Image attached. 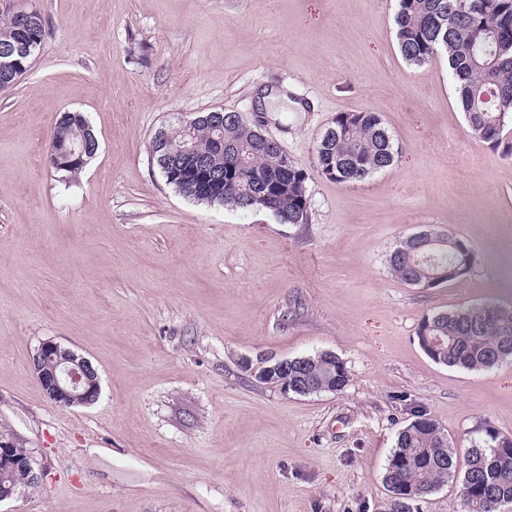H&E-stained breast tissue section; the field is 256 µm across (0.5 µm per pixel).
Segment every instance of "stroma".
Returning <instances> with one entry per match:
<instances>
[{"label": "stroma", "instance_id": "35a3bbf8", "mask_svg": "<svg viewBox=\"0 0 512 512\" xmlns=\"http://www.w3.org/2000/svg\"><path fill=\"white\" fill-rule=\"evenodd\" d=\"M398 0H0L36 7L43 46L0 91V431L45 472L0 512H387L398 432L422 410L465 457L479 426L512 435V365L430 359L424 317L512 304V158L476 141L446 55L416 67ZM289 88L303 112L256 111ZM260 117L306 171L309 221L281 224L180 194L149 142L173 114ZM99 151L77 178L46 164L61 113ZM384 120L394 165L326 178L341 112ZM464 239L459 281L397 280L396 243ZM54 341L88 359L98 400L60 407L30 360ZM329 351L340 393H286L266 358Z\"/></svg>", "mask_w": 512, "mask_h": 512}]
</instances>
